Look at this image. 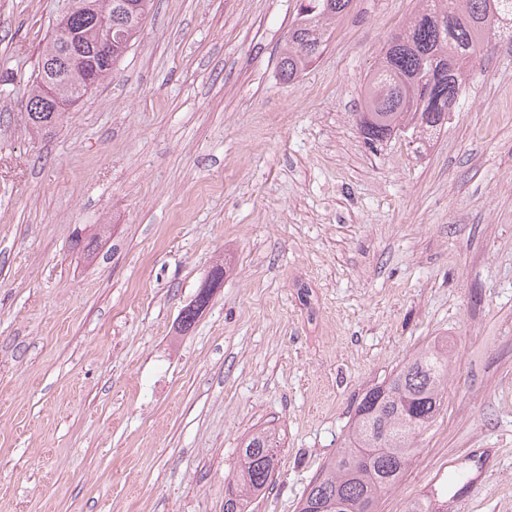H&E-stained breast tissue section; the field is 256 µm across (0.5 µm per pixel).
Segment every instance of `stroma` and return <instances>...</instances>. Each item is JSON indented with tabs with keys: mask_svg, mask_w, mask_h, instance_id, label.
Returning <instances> with one entry per match:
<instances>
[{
	"mask_svg": "<svg viewBox=\"0 0 512 512\" xmlns=\"http://www.w3.org/2000/svg\"><path fill=\"white\" fill-rule=\"evenodd\" d=\"M66 0H0V512H298L370 388L447 340L445 406L377 512H512V42L423 152L358 128L419 0H351L293 81L299 0H155L50 132L27 104ZM219 288L179 317L214 267ZM240 450L236 475L228 480L224 512H249L251 499L265 493L273 482L281 438L265 428L249 435Z\"/></svg>",
	"mask_w": 512,
	"mask_h": 512,
	"instance_id": "1",
	"label": "stroma"
}]
</instances>
